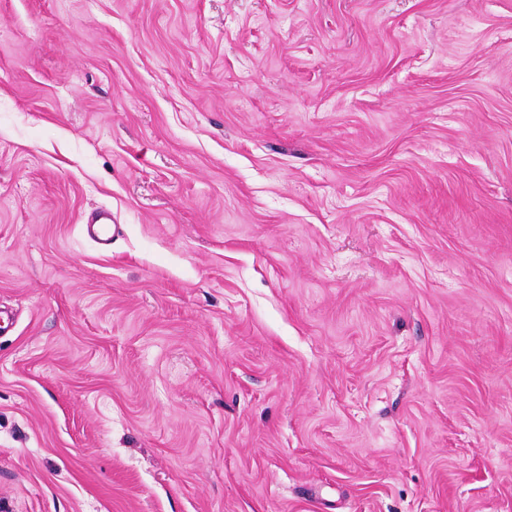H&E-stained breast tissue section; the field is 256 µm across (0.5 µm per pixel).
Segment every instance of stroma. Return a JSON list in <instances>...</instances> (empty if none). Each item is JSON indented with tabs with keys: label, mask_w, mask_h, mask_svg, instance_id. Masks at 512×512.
<instances>
[{
	"label": "stroma",
	"mask_w": 512,
	"mask_h": 512,
	"mask_svg": "<svg viewBox=\"0 0 512 512\" xmlns=\"http://www.w3.org/2000/svg\"><path fill=\"white\" fill-rule=\"evenodd\" d=\"M0 307V512H512V0H0ZM84 234L100 249L109 250L112 240L121 230V225L112 220V213L107 209L92 211L83 224Z\"/></svg>",
	"instance_id": "obj_1"
}]
</instances>
